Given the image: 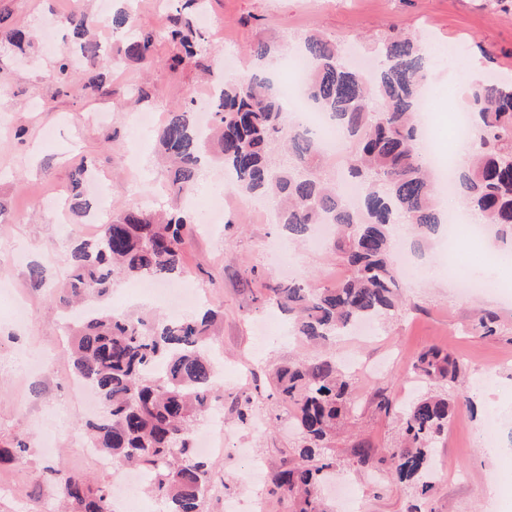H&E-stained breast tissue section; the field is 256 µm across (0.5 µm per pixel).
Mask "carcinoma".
Masks as SVG:
<instances>
[{
  "label": "carcinoma",
  "instance_id": "1",
  "mask_svg": "<svg viewBox=\"0 0 512 512\" xmlns=\"http://www.w3.org/2000/svg\"><path fill=\"white\" fill-rule=\"evenodd\" d=\"M204 0H175L172 26L161 35L178 45L171 67L208 51L205 33L190 19ZM79 42L90 77L84 89L95 93L103 72L126 60L148 61L161 37L136 28V16L121 9L100 20L78 9L65 18ZM106 26L126 33L119 56H109L89 31ZM312 60L304 95L327 113L352 147L348 176L365 193L364 210L345 205L337 183L323 179L321 152L315 135L299 125H285L283 98L262 72L227 80L211 103L212 124L197 129L190 106L167 114L158 130V148L174 167L170 184L188 193L196 184L205 152L224 166L232 189L242 195L266 196L279 209V224L288 237L303 239L322 219L336 224L332 243L336 258L349 270L332 288L277 278L265 300L288 313L295 335L311 343L329 340L367 317L396 312L397 271L390 259L395 226L403 224L425 239L441 220L436 188L419 140L415 112L427 83L423 43L395 34L377 42L382 66L373 76L351 66L340 45L319 34L304 38ZM76 73L63 55L49 74L65 93ZM496 75L465 88L464 100L476 115L479 149L455 170V186L464 206L484 224L512 235V93ZM194 229L188 213L160 216L129 210L102 226L92 240L69 252L68 280L57 294L69 309L87 294L106 296L114 273L151 276L174 282L185 273L184 246ZM215 313L207 308L177 320L131 318L111 309H89L68 323L73 371L91 381L103 412L87 428L90 447L112 457L117 468L138 466L148 473V489L163 512H200L208 487L210 461L197 455L193 433L198 416L218 390L216 366L209 354ZM422 379L453 381L458 362L432 348L412 363ZM277 399L294 410L300 437L291 465L268 475L271 492L293 500L295 512H328L317 485L335 475L336 462L327 443L340 420L355 412L350 376L332 356L293 363L275 373ZM453 405L444 393L423 395L400 407L402 445L390 449L400 479L413 482L420 494L432 486L431 445L448 424ZM26 444L17 439L0 445V464L23 459ZM52 480L74 505V512H112L105 486H92L64 466Z\"/></svg>",
  "mask_w": 512,
  "mask_h": 512
}]
</instances>
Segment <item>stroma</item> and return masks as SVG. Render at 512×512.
Masks as SVG:
<instances>
[{"label":"stroma","mask_w":512,"mask_h":512,"mask_svg":"<svg viewBox=\"0 0 512 512\" xmlns=\"http://www.w3.org/2000/svg\"><path fill=\"white\" fill-rule=\"evenodd\" d=\"M81 7L97 12L98 0H0V32L37 33L48 23L56 30L51 50L40 42L22 53L0 44V71L9 76L0 86V442L23 438L29 444L21 464L0 466V512H62V496L49 474L60 463L95 483L110 482L85 456L91 414L65 389L72 376L66 318L53 299L73 244L70 185L81 166L101 184L111 214L186 207L198 220L185 247L184 285L205 294L223 315L212 352L221 358L217 369L225 382L211 412L224 419L226 445L223 455L213 457L210 477L223 483L224 494L206 496L201 512H226L225 502L250 496L262 499L264 512H290L287 498L250 483L248 457L263 458L270 472L292 459V412L277 401L271 374L325 353L383 365L375 375H352L356 412L329 442L356 512H407L411 504L418 512H512V427L487 432L492 410H512V300L460 295L444 271L448 259L439 235L422 241L408 233L404 251L417 276L401 290V315L377 323L368 338L342 336L324 347L298 339L280 312L262 303L264 283L288 268L314 286L334 287L347 269L330 246L291 244L288 264L280 266L272 249L283 237L275 214L247 212L226 199L217 164L199 172L187 200L175 199L167 190L155 131L132 122L142 110L163 116L183 108L206 88L204 69L223 74L225 56L236 57L250 73L263 67L252 47L280 46L289 54L311 30L367 56L381 38L424 35L439 51L432 60L440 73L433 82L441 93L439 107L459 106L464 85L447 81L444 50L467 43L469 58L484 72L512 75V10L493 0H206L204 16L224 31L212 37L210 54L174 73L167 61L177 48L161 38L152 63L124 62L108 73L101 92L88 96L76 85L64 96L46 75L57 50L72 38L65 16ZM263 68L284 87L281 60ZM219 203L224 222L207 228L204 219ZM33 263L47 273L39 288L28 280ZM486 312L496 316L490 336L473 329ZM432 347L451 352L461 374L448 385L456 402L432 450L433 465L451 472L421 494L397 478L388 450L400 439L402 422L378 401L383 395L404 399V363ZM247 395L254 401L253 424L237 418V403ZM361 446L370 450L364 464L357 456Z\"/></svg>","instance_id":"1"}]
</instances>
